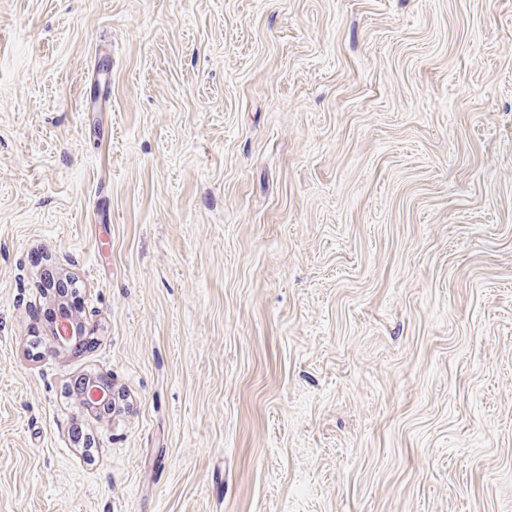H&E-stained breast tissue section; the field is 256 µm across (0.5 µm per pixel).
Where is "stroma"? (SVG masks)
<instances>
[{
	"mask_svg": "<svg viewBox=\"0 0 512 512\" xmlns=\"http://www.w3.org/2000/svg\"><path fill=\"white\" fill-rule=\"evenodd\" d=\"M0 512H512V0H0ZM56 317L54 320L53 336L56 348L60 350L67 349L73 342L76 341L79 334H76L78 330V324L81 327L82 323L77 321L74 314L67 308L63 301L57 300ZM91 389H95L100 393L98 398L90 396ZM81 399L87 411L90 412H100L110 401H112V408L116 404L112 383L109 381H101L96 378H91L90 382L84 387L81 393ZM112 408L103 410L102 413L110 415L112 414Z\"/></svg>",
	"mask_w": 512,
	"mask_h": 512,
	"instance_id": "obj_1",
	"label": "stroma"
}]
</instances>
